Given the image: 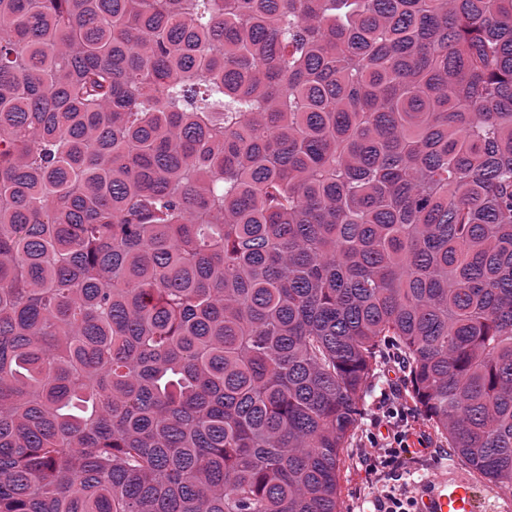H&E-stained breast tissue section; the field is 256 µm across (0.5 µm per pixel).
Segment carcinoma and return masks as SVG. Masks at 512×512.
<instances>
[{
  "label": "carcinoma",
  "instance_id": "carcinoma-1",
  "mask_svg": "<svg viewBox=\"0 0 512 512\" xmlns=\"http://www.w3.org/2000/svg\"><path fill=\"white\" fill-rule=\"evenodd\" d=\"M390 351L512 484V0H0V512H342Z\"/></svg>",
  "mask_w": 512,
  "mask_h": 512
}]
</instances>
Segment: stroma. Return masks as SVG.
<instances>
[{
    "label": "stroma",
    "instance_id": "obj_1",
    "mask_svg": "<svg viewBox=\"0 0 512 512\" xmlns=\"http://www.w3.org/2000/svg\"><path fill=\"white\" fill-rule=\"evenodd\" d=\"M408 394L403 364L395 354H388L365 397L360 428L346 451V463L340 475L343 512H380L384 490L401 487L413 493L421 481L439 473H467V465L449 448L447 440L436 433ZM391 399L403 407L413 428L409 440L411 451L397 464L377 469L362 456L361 450L368 445V434H386L387 420L383 413Z\"/></svg>",
    "mask_w": 512,
    "mask_h": 512
}]
</instances>
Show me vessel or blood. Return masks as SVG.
<instances>
[{
	"instance_id": "1",
	"label": "vessel or blood",
	"mask_w": 512,
	"mask_h": 512,
	"mask_svg": "<svg viewBox=\"0 0 512 512\" xmlns=\"http://www.w3.org/2000/svg\"><path fill=\"white\" fill-rule=\"evenodd\" d=\"M416 501L418 512H483L485 508L473 481L444 475L423 481Z\"/></svg>"
}]
</instances>
